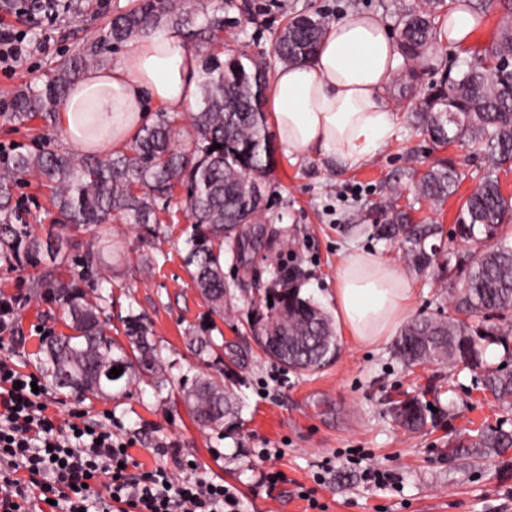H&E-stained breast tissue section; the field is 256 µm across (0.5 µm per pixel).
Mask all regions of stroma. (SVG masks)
Here are the masks:
<instances>
[{
  "label": "stroma",
  "mask_w": 512,
  "mask_h": 512,
  "mask_svg": "<svg viewBox=\"0 0 512 512\" xmlns=\"http://www.w3.org/2000/svg\"><path fill=\"white\" fill-rule=\"evenodd\" d=\"M225 14L224 51L252 58H270L274 40L288 17L321 11L337 20L350 11L379 15L390 30L398 16L416 0H235ZM132 0H87L81 11L57 15L30 26L16 11L0 9V23L27 30L32 59L14 75L0 72V95L42 83L63 61L82 48L87 33L113 16L128 11ZM395 138L363 167L344 171L321 153L288 152L274 147V168L266 179L269 224L279 231L273 246L247 245L224 255V281L230 309L211 313L195 288L185 258L192 232L185 203L174 198L159 210L157 235L130 224L112 226L113 318L107 333L116 345L127 346L121 318L135 310L147 315L154 343L167 362V385L156 395L151 375L131 385L127 394L74 402L49 392L51 412L68 421L72 411L87 420L111 417L112 432L127 442L143 470L180 468L235 487L243 512H512V472L500 458L476 459L452 452L469 430L490 424L512 432V407L483 391L477 374L461 366L405 368L395 357L393 340L362 348L339 335L340 352L316 372H292L271 361L253 342L252 317L267 315L268 289L277 287L278 267L296 259L302 272L301 293L333 312L336 270L349 249L366 250L392 262L414 288L411 315L445 314L451 310L453 285L438 270L414 271L398 244L379 239L373 226V205L387 183L409 165L426 169L441 161L455 166L462 181L456 194L439 205L405 192L401 206L415 221L443 228L434 243L455 256H467L471 245L450 240L462 199L476 185L482 157L456 145L435 147L413 132L411 104L392 100ZM40 140L66 146L59 126L38 122L18 125L0 116V146L8 148ZM25 214L42 239L68 238L49 213V192L28 182L22 189ZM31 265L0 261V298L15 300L18 334L0 344L23 373L40 374L34 355L40 330L64 333L55 307L34 298ZM208 330L219 349L200 361L186 343L189 330ZM206 373L236 393L238 420L201 431L179 398L199 373ZM425 395L436 412L425 431L409 434L394 422L390 407L402 395ZM280 450L275 467L284 474L275 487L261 486L267 465L258 451ZM391 470L395 486L378 490L361 477L363 465ZM329 472L324 484L313 476ZM314 490L318 508L300 498L301 488Z\"/></svg>",
  "instance_id": "35a3bbf8"
}]
</instances>
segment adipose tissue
Returning a JSON list of instances; mask_svg holds the SVG:
<instances>
[{
	"label": "adipose tissue",
	"instance_id": "1",
	"mask_svg": "<svg viewBox=\"0 0 512 512\" xmlns=\"http://www.w3.org/2000/svg\"><path fill=\"white\" fill-rule=\"evenodd\" d=\"M483 25L466 0H455L443 41L470 43ZM404 58L378 16L346 13L332 23L316 55L279 67L267 90L280 144L318 151L346 170L366 164L395 134L388 96ZM199 65L178 29L163 27L137 40L118 63L88 70L58 108L68 141L85 153L127 145L149 108L182 110L198 97ZM408 279L376 255L354 250L336 271V319L361 346L381 344L409 312Z\"/></svg>",
	"mask_w": 512,
	"mask_h": 512
}]
</instances>
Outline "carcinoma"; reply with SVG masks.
<instances>
[{
  "mask_svg": "<svg viewBox=\"0 0 512 512\" xmlns=\"http://www.w3.org/2000/svg\"><path fill=\"white\" fill-rule=\"evenodd\" d=\"M454 0H418L401 14L399 47L407 63L418 62L435 50L438 23ZM502 26L483 53L461 68L457 58L445 59V73L429 87L412 122L420 135L443 146L461 142L480 154L486 170L478 186L460 206L453 239L475 246L470 260L455 269L458 277L452 304L454 314L421 315L408 321L396 340L395 352L408 367L462 364L480 372L483 389L503 403L512 404V370L493 367L484 360L482 341L500 337L506 359H512L507 329L491 326L479 330L468 318L496 316L507 322L512 313V242L505 227L512 222V197L501 190L499 173L512 169V0H503ZM233 0H211L196 14L185 0H138L128 11L97 30L40 87L18 91L10 119L25 124L40 120L52 126L60 102L92 65L110 50L145 36L165 23L188 28V36L206 44L200 54V100L189 115L191 148L173 142L183 117L160 114L140 129L127 150L104 158L79 160L64 149H17L0 158V246L5 261L35 262L43 250L56 255L55 264L37 276L36 294L55 305L66 320L69 334L41 341L39 353L45 378L52 389L80 397L112 394L124 381L127 390L136 376L135 365L161 380L166 362L151 338L141 313L129 310L123 320L130 349L115 347L107 337L112 291H106L104 272L110 269L112 223L156 224L159 203H170L176 189L185 191L192 220L188 265L203 299L216 313L224 312V250L235 251L247 237L249 226L259 224L266 210L264 178L273 163L272 134L264 111L265 88L271 63L224 54L219 33L224 31V11ZM328 25L321 14L298 13L288 19L274 42V61L301 63L316 52ZM221 145L217 149L214 144ZM35 178L51 192L55 221L74 232L97 230L93 243L75 238L45 243L27 223L14 203L15 189ZM408 177L418 196L438 205L455 194L459 175L447 164L425 172L411 170ZM391 185L379 205L378 238L400 244L408 263L424 272L438 265L428 238L442 232L438 224H416L411 212L397 204ZM288 286L272 294L273 313L251 324L254 340L281 366L314 372L327 366L338 352L334 325L311 299L301 295V277L295 265L281 269ZM187 344L201 355L219 345L210 336H188ZM116 366L123 368L110 376ZM195 422L216 429L237 415L232 393L218 381L197 377L183 391ZM428 404L406 397L393 408L399 426L410 433L427 424ZM477 458L503 457L512 450V432L486 426L459 442Z\"/></svg>",
  "mask_w": 512,
  "mask_h": 512,
  "instance_id": "carcinoma-1",
  "label": "carcinoma"
}]
</instances>
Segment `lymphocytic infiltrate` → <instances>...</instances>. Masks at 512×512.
<instances>
[{
	"label": "lymphocytic infiltrate",
	"instance_id": "obj_1",
	"mask_svg": "<svg viewBox=\"0 0 512 512\" xmlns=\"http://www.w3.org/2000/svg\"><path fill=\"white\" fill-rule=\"evenodd\" d=\"M0 357V512H33L64 501L66 512H240L223 483L174 479L163 468L139 474L126 443L106 425L47 412V389Z\"/></svg>",
	"mask_w": 512,
	"mask_h": 512
}]
</instances>
